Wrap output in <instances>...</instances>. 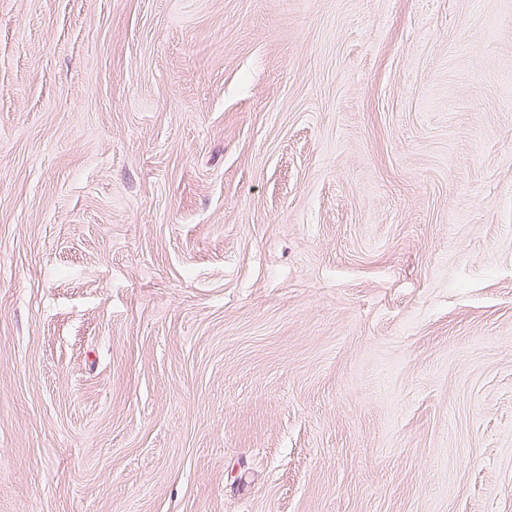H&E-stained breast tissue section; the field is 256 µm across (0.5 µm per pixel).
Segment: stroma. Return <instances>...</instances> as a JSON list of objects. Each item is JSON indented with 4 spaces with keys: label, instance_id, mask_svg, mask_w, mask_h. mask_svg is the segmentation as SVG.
<instances>
[{
    "label": "stroma",
    "instance_id": "obj_1",
    "mask_svg": "<svg viewBox=\"0 0 512 512\" xmlns=\"http://www.w3.org/2000/svg\"><path fill=\"white\" fill-rule=\"evenodd\" d=\"M0 512H512V0H0Z\"/></svg>",
    "mask_w": 512,
    "mask_h": 512
}]
</instances>
